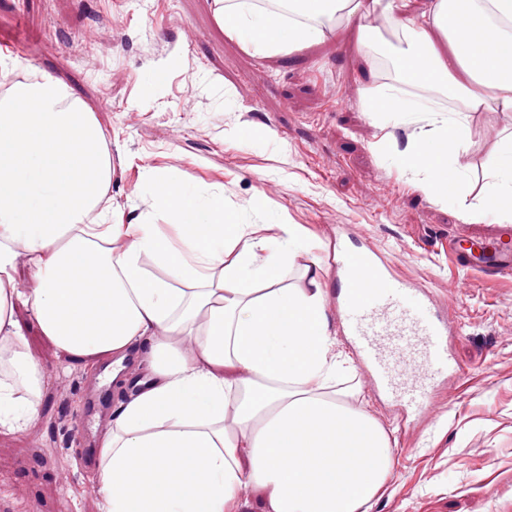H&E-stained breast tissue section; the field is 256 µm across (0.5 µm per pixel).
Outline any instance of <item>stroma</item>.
<instances>
[{
  "label": "stroma",
  "mask_w": 512,
  "mask_h": 512,
  "mask_svg": "<svg viewBox=\"0 0 512 512\" xmlns=\"http://www.w3.org/2000/svg\"><path fill=\"white\" fill-rule=\"evenodd\" d=\"M357 37L341 23L296 54L257 56L217 25L212 0H0V53L17 63L9 81L47 73L90 105L124 220L153 207L145 170L186 174L223 191L229 223L264 225L268 238L281 234L273 214L309 228L324 288L348 232L439 308L456 299L455 372L438 385L449 406L427 420L363 393L393 452L369 512H512V277L463 267L441 247L458 226L488 231L486 174L512 137V112L471 113L460 197L431 200L422 173L398 166L426 115L375 124L366 104L385 75ZM16 317L44 384L37 418L0 434V512H104L77 451L95 447L112 417L110 402L78 415L105 366L58 350L27 308Z\"/></svg>",
  "instance_id": "1"
}]
</instances>
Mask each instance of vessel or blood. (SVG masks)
<instances>
[{
	"label": "vessel or blood",
	"mask_w": 512,
	"mask_h": 512,
	"mask_svg": "<svg viewBox=\"0 0 512 512\" xmlns=\"http://www.w3.org/2000/svg\"><path fill=\"white\" fill-rule=\"evenodd\" d=\"M458 263L490 276L512 275V225L477 236L461 228L448 242ZM342 277L336 309L363 371L378 393L412 413L435 417L437 381L452 369L456 309L441 312L426 293L379 262L366 246L336 248Z\"/></svg>",
	"instance_id": "vessel-or-blood-1"
}]
</instances>
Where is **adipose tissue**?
Returning <instances> with one entry per match:
<instances>
[{"label":"adipose tissue","instance_id":"obj_1","mask_svg":"<svg viewBox=\"0 0 512 512\" xmlns=\"http://www.w3.org/2000/svg\"><path fill=\"white\" fill-rule=\"evenodd\" d=\"M225 33L257 54L299 52L345 14L360 44L383 15L397 35L399 83L434 89L461 110L427 116L401 155L438 198L463 182L470 113L512 112V0H213ZM156 210L109 220L112 158L91 107L43 75L0 92V433L38 415L43 373L15 317L30 310L61 351L112 362L146 349L149 374L98 440L105 512H233L237 491L265 492L262 512H368L384 490L392 448L381 423L336 386L317 278L277 287L288 259L312 255L306 228L224 221V194L147 171ZM484 206L512 223V141L497 158ZM150 259L166 276H150ZM30 286H17L19 267Z\"/></svg>","mask_w":512,"mask_h":512}]
</instances>
